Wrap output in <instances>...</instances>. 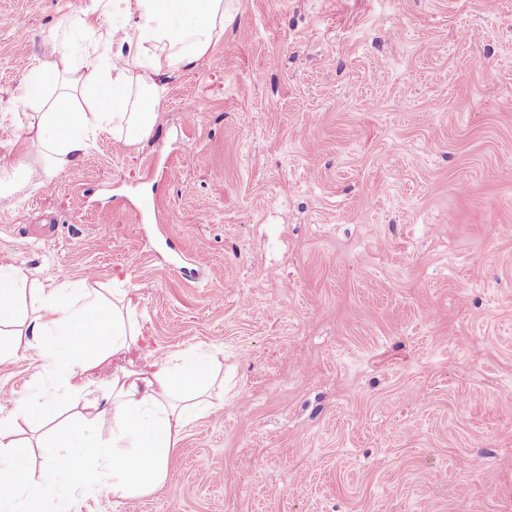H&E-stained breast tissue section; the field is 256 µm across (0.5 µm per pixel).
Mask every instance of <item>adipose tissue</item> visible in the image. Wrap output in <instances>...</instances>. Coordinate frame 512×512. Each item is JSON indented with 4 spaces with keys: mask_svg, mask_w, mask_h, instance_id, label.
<instances>
[{
    "mask_svg": "<svg viewBox=\"0 0 512 512\" xmlns=\"http://www.w3.org/2000/svg\"><path fill=\"white\" fill-rule=\"evenodd\" d=\"M115 11L125 13L127 27L100 30L81 61H73L57 34H50L40 62L20 83L15 100L30 105L52 75L73 77L64 101L35 115L41 153L25 180L46 179L77 163L99 131L113 129L129 144L147 139L164 76L197 66L224 35V0H85L74 25L87 28L90 18ZM116 43L129 47L117 73L104 59ZM26 279L22 270L0 269V328L18 322L28 337L21 349L0 341V361L24 351L55 383L46 404L21 400L0 414V429L19 416L33 429L48 426L57 418L51 402L62 393L92 408L110 404L112 424L91 433L72 423L38 441L44 458L39 482L27 476L26 445L0 441V512H74L100 484L118 498L162 486L183 427L211 405L212 353H163L148 369L123 368L109 381L93 379L97 366L129 352L139 339L130 299L122 293L105 299L88 276L67 279L33 289L34 313L24 317L17 291Z\"/></svg>",
    "mask_w": 512,
    "mask_h": 512,
    "instance_id": "obj_1",
    "label": "adipose tissue"
}]
</instances>
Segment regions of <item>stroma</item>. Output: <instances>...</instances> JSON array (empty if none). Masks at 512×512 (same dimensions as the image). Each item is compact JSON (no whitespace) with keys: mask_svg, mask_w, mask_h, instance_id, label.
<instances>
[{"mask_svg":"<svg viewBox=\"0 0 512 512\" xmlns=\"http://www.w3.org/2000/svg\"><path fill=\"white\" fill-rule=\"evenodd\" d=\"M82 0H0V158L40 150L12 93ZM152 135L0 208L20 292L96 273L138 345L222 352L166 482L80 512H512V0H224ZM157 196L158 223L132 209ZM36 369L0 362L20 399Z\"/></svg>","mask_w":512,"mask_h":512,"instance_id":"1","label":"stroma"}]
</instances>
